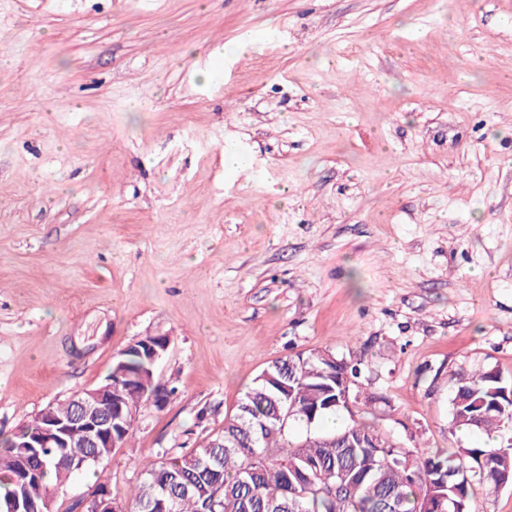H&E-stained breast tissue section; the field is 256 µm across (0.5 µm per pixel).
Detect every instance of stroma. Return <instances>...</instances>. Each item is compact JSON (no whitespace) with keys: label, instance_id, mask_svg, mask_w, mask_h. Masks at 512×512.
<instances>
[{"label":"stroma","instance_id":"stroma-1","mask_svg":"<svg viewBox=\"0 0 512 512\" xmlns=\"http://www.w3.org/2000/svg\"><path fill=\"white\" fill-rule=\"evenodd\" d=\"M3 53L0 438L171 340L174 395L53 512L129 507L295 353L363 357L340 424L480 442L449 400L512 381V0H0ZM87 512H119L121 511L112 500L108 489H95L82 501Z\"/></svg>","mask_w":512,"mask_h":512}]
</instances>
